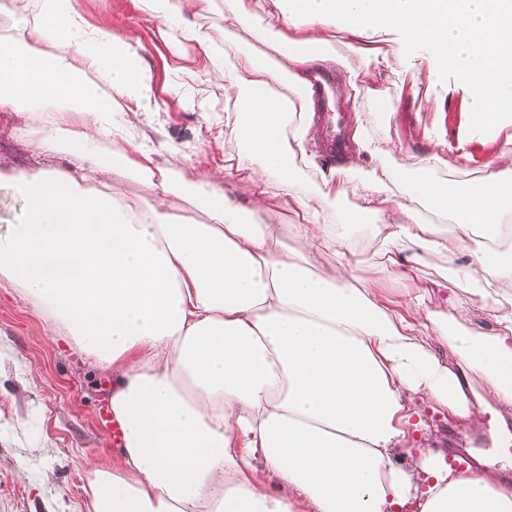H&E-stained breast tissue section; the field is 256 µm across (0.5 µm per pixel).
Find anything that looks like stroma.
Masks as SVG:
<instances>
[{
	"instance_id": "1",
	"label": "stroma",
	"mask_w": 512,
	"mask_h": 512,
	"mask_svg": "<svg viewBox=\"0 0 512 512\" xmlns=\"http://www.w3.org/2000/svg\"><path fill=\"white\" fill-rule=\"evenodd\" d=\"M89 23L106 24L139 51L153 77L159 111L144 114L141 128L153 139L180 145L181 173L187 179L223 170L228 158L237 157L240 144L235 105L214 88L209 99L192 98L171 84V72L186 67L207 72L210 63L177 31L167 29L142 8L141 0H80ZM217 45L272 60L274 46L295 34L274 28L270 42L258 43L242 30L224 29V0H214L203 19ZM409 66L403 79L381 69L376 84L398 98L394 115L379 112L366 102V117L374 132L394 148L400 180L413 175L427 153L426 134L443 125L449 149L437 174L457 185L485 172L486 164L507 148L512 124L471 142V161H463L452 147L470 134L463 93L456 75L447 86L435 81L436 63L421 49L406 52ZM24 116L0 112V164L35 167L36 161L16 130ZM111 379L85 363L49 324L12 289L0 288V512H90L88 480L92 467L109 468L118 450L103 428L99 411L108 401ZM427 434L415 433L412 447L452 448L459 454L481 453L496 440L512 436V417L484 414L482 428L453 421L445 410L425 408Z\"/></svg>"
}]
</instances>
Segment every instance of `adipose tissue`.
I'll list each match as a JSON object with an SVG mask.
<instances>
[{
	"label": "adipose tissue",
	"mask_w": 512,
	"mask_h": 512,
	"mask_svg": "<svg viewBox=\"0 0 512 512\" xmlns=\"http://www.w3.org/2000/svg\"><path fill=\"white\" fill-rule=\"evenodd\" d=\"M142 4L212 62L213 77L180 67L174 84L206 96L218 79L234 101L247 203L225 192L222 172L182 181L176 145L136 138L159 105L131 42L89 26L78 0H40L34 12L0 0L11 31L0 38V109L36 115L24 136L38 162L0 166V188L22 203L0 230V286L112 380L123 443L117 466L90 470L92 512H512V483L497 474L456 467L442 449L400 459L422 404L472 427L483 410L512 414V251L489 248L512 236V152L451 186L434 176L443 139L432 131L419 175L392 201V150L355 110L356 146L381 165L353 183L358 203L339 216L328 195L336 170L321 171V192L301 184L310 123L292 112L312 110L307 71L338 49L353 58L342 93L355 102L376 98V67L400 66L415 45L439 79L458 74L471 128L499 131L512 115V0H224L225 29L257 42L269 40L254 22L265 11L303 31L271 64L215 45L199 22L212 0ZM392 32L381 51L376 37ZM129 177L153 196L114 202L113 181ZM273 198L298 219L293 244L263 221ZM424 202L436 221L422 220ZM340 222L375 227L379 249L365 255L337 234ZM327 248L340 258L332 276L315 264ZM414 248L449 260L432 288L411 287L399 268ZM369 260L394 274L395 304L358 280ZM461 273L490 300L492 333L436 296Z\"/></svg>",
	"instance_id": "1"
}]
</instances>
